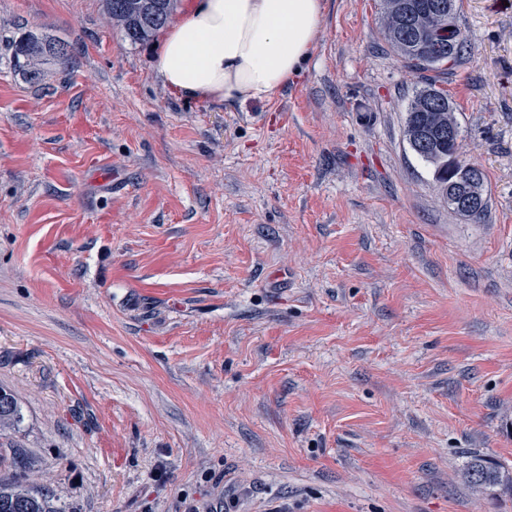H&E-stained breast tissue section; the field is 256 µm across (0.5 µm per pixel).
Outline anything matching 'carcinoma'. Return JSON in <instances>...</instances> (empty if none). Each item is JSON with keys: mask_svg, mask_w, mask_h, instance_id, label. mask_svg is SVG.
Masks as SVG:
<instances>
[{"mask_svg": "<svg viewBox=\"0 0 512 512\" xmlns=\"http://www.w3.org/2000/svg\"><path fill=\"white\" fill-rule=\"evenodd\" d=\"M408 12L399 28H393L387 17H382V31L385 42L403 65L422 73L424 68L416 59L428 54L432 48L430 36L420 37L410 26V19L420 14H430L448 8V0H405ZM110 14L127 15L133 18L122 29L124 36L133 43L146 40L168 21L173 0H106ZM459 3H454L448 25L454 42V52L448 58V68L461 63L469 53L468 39L457 25ZM11 59L14 66L27 70L30 77L40 75L44 65H64L69 61L68 47L60 42L40 40L31 34H23L9 40ZM452 102L444 91L436 88V81L425 80L417 87L408 104L404 133L415 131L421 134L410 149L435 167V180L440 182L441 168L448 159V135L432 130L438 111H448ZM20 419V408L14 394L0 388V430L8 428ZM26 459L19 455L14 460L15 471L8 477H0V512H72L55 505V499L46 489H33L24 484ZM467 481L482 493H512V469L499 463H491L477 455L470 457L465 471Z\"/></svg>", "mask_w": 512, "mask_h": 512, "instance_id": "obj_1", "label": "carcinoma"}]
</instances>
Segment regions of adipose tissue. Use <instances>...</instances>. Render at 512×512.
I'll use <instances>...</instances> for the list:
<instances>
[{
	"instance_id": "ef3b65f1",
	"label": "adipose tissue",
	"mask_w": 512,
	"mask_h": 512,
	"mask_svg": "<svg viewBox=\"0 0 512 512\" xmlns=\"http://www.w3.org/2000/svg\"><path fill=\"white\" fill-rule=\"evenodd\" d=\"M325 0H187L165 28L155 70L199 100H268L310 59Z\"/></svg>"
}]
</instances>
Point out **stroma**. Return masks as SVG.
I'll return each instance as SVG.
<instances>
[{"mask_svg": "<svg viewBox=\"0 0 512 512\" xmlns=\"http://www.w3.org/2000/svg\"><path fill=\"white\" fill-rule=\"evenodd\" d=\"M459 4L477 223L405 139L380 0H327L300 76L232 105L105 0H0L71 51L33 80L0 46V476L73 512H512L464 477L512 465V5ZM20 419V408L14 394L0 388V430L13 426Z\"/></svg>", "mask_w": 512, "mask_h": 512, "instance_id": "stroma-1", "label": "stroma"}]
</instances>
